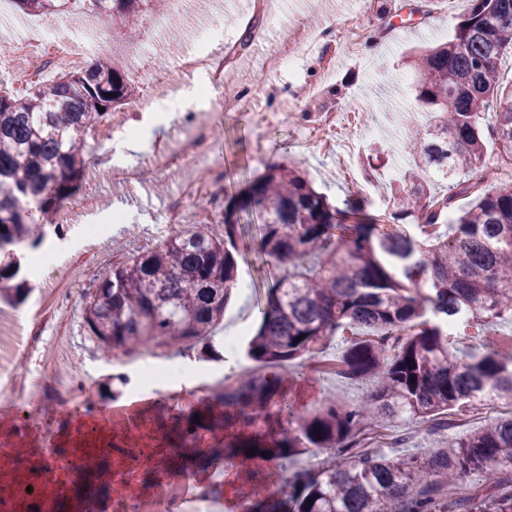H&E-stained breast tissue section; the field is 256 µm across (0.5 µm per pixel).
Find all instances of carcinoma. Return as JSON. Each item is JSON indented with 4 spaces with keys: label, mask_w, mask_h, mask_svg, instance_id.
Segmentation results:
<instances>
[{
    "label": "carcinoma",
    "mask_w": 512,
    "mask_h": 512,
    "mask_svg": "<svg viewBox=\"0 0 512 512\" xmlns=\"http://www.w3.org/2000/svg\"><path fill=\"white\" fill-rule=\"evenodd\" d=\"M72 0H14L23 12L65 14ZM114 22H134L145 0H90ZM512 54V0H472L447 43L416 54V107L433 123L409 137L426 181L393 195L389 230L367 200L339 209L316 192L293 162L268 166L230 198L221 234L211 224L172 228L159 244L112 265L89 290L83 320L104 352L151 346L201 347L215 354L213 327L238 286L245 256L238 213L258 211L260 262L277 274L259 307L246 355L258 365L211 394L202 407L171 416L179 443L217 429L230 440L207 454L267 459L268 482L288 496L257 512H512V417L450 437L419 458L356 453L351 438L377 422L426 423L488 395L512 402V336L497 344L468 333L475 324L512 322V182L471 181L487 141L512 155V87L498 61ZM129 76L106 58L33 83L23 95L0 88V298L19 305L34 268L21 250H38L52 220L82 182L89 133L132 98ZM104 111H99V108ZM470 199L455 209V199ZM341 336L327 367L347 380L373 378L376 390L355 405L325 396L300 411L285 401L276 368L317 358ZM478 342L459 347L461 337ZM252 452H247V449ZM314 448L317 466L297 459ZM269 457L262 456V453ZM489 484L453 500L447 491L472 474Z\"/></svg>",
    "instance_id": "obj_1"
}]
</instances>
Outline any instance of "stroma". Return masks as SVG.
Here are the masks:
<instances>
[{"label":"stroma","mask_w":512,"mask_h":512,"mask_svg":"<svg viewBox=\"0 0 512 512\" xmlns=\"http://www.w3.org/2000/svg\"><path fill=\"white\" fill-rule=\"evenodd\" d=\"M193 5L198 17L215 20L213 29L197 41L206 51L222 53L228 34L236 40L248 39L239 64L228 79L229 84L243 91L250 88L255 65L265 64L276 46L292 41L295 27L318 32L332 22L337 29L364 36L352 48L333 42L334 66L323 67L319 52L307 49L291 67L273 69L272 87L263 99L272 119L264 128H257L249 112L234 100L205 105L212 152L224 168L225 194H233L247 179L263 173L270 163L290 160L333 204L361 195L371 201L373 211L387 210L395 189L413 171L408 129L429 119L427 113L416 108L414 75L406 61L419 49L447 42L467 12L469 0H371L366 12L360 11L356 0H271L272 23L263 40L254 37L258 22L247 7V0H193ZM113 32L114 46L99 47L97 53L123 69L147 41L157 40L153 59L169 68L190 43L185 22L166 21L164 0H148L133 28L117 26ZM329 110L343 114L342 121L331 130V138L340 146L350 140L357 143L344 165L301 137L303 126L314 121L317 113ZM84 157L90 167L82 185L97 190L99 203L94 210L80 215L76 223L66 225L62 237L53 239L52 246L60 257L36 271L25 303L14 307L0 302V326L14 318H25L41 301L46 281L64 268H72L71 297L61 322L47 324L43 332L44 343L50 344L55 353L53 368L49 374H42L39 359L34 356L22 370L28 378L44 375L40 399L53 428H64L69 417L59 401L63 386L71 384L84 386L86 397L94 399L100 410L126 407L136 400L147 403L153 417L171 406L184 410L197 407L198 383L209 380L220 384L230 369L253 367L244 348H226L223 331H216L213 340L220 354L216 361L200 359L195 350H158V362H170L178 368L177 375L158 390L141 378V354L125 356L120 363L103 354L82 317L88 289L95 279L111 271L113 260H125L164 239L169 227L159 223L158 218L175 190L192 179L193 171L185 166L161 174L150 173L143 187L138 188L115 172L112 145L85 144ZM268 275V267L256 261L254 254L240 259L238 288L224 312L225 324L242 321L256 327ZM282 373L290 383L286 401L298 408L312 406L326 395L355 404L377 387L372 378L351 382L332 373L310 379L296 364L284 367ZM117 375L128 379L121 395L96 398L98 382ZM486 421V414L476 405L424 424L396 419L384 427L398 431L402 450L426 454L442 447L448 438L467 435ZM384 427L376 424L363 430L369 450L382 449L377 434ZM225 466V461L214 457L198 462V471L206 475L208 484L219 487L211 497L210 512H232V503L244 496L256 505L275 493V486L266 483L257 469L241 471L230 488H221Z\"/></svg>","instance_id":"1"}]
</instances>
